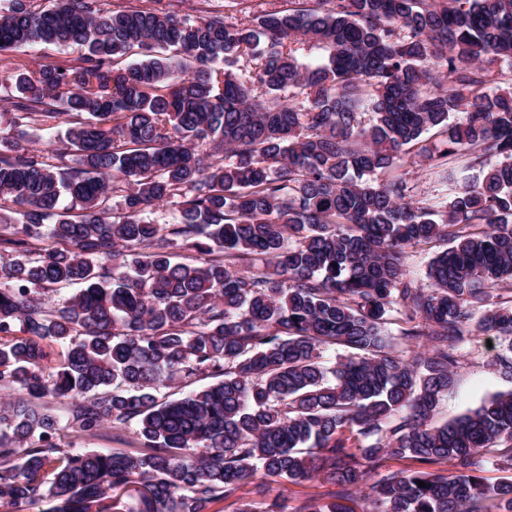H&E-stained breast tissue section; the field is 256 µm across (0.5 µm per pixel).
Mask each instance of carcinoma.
Wrapping results in <instances>:
<instances>
[{
  "instance_id": "1",
  "label": "carcinoma",
  "mask_w": 512,
  "mask_h": 512,
  "mask_svg": "<svg viewBox=\"0 0 512 512\" xmlns=\"http://www.w3.org/2000/svg\"><path fill=\"white\" fill-rule=\"evenodd\" d=\"M49 2L0 0V51L80 49L0 58L10 125L73 118L53 163L0 149V388L19 394L0 401V506L204 512L259 475L339 488L298 512H356L363 487L361 512H512V482L475 462L512 448V391L436 423L472 336L512 376V90L493 70L512 65V0H301L238 25L209 0L193 19L179 0ZM302 39L322 62L298 63ZM413 155L481 176L416 202ZM175 197L174 223L143 217ZM45 235L63 247L32 257ZM434 239L424 288L403 258ZM59 284L80 289L45 309ZM326 344L347 349L331 368ZM132 421L136 450L76 447ZM389 457L417 468L367 483ZM13 55L23 57L30 69H37L40 64L45 62L55 61L57 63H62L64 61L71 60L78 56V50L75 47L57 48L53 46L47 47L35 44L26 47L19 52L3 53L2 57Z\"/></svg>"
}]
</instances>
